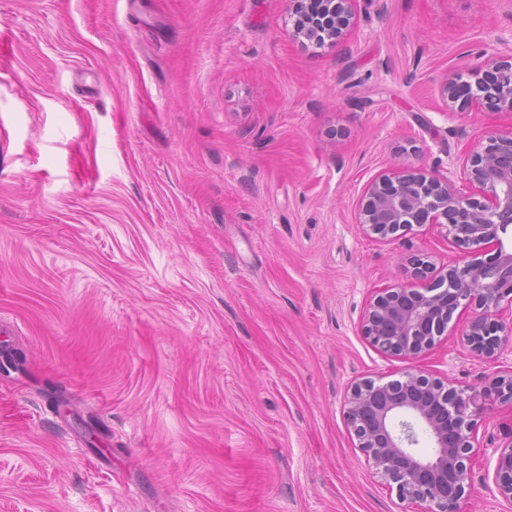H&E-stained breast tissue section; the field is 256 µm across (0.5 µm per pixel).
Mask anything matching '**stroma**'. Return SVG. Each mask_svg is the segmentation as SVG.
<instances>
[{"mask_svg": "<svg viewBox=\"0 0 512 512\" xmlns=\"http://www.w3.org/2000/svg\"><path fill=\"white\" fill-rule=\"evenodd\" d=\"M338 45L289 0H0V512H420L368 464L352 383L408 369L479 387L460 306L409 361L360 331L408 259L367 183L462 166L512 112L448 111L447 78L512 55V0H359ZM465 512L492 493L512 403L475 418ZM106 437L111 451L91 447Z\"/></svg>", "mask_w": 512, "mask_h": 512, "instance_id": "35a3bbf8", "label": "stroma"}]
</instances>
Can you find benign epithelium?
Listing matches in <instances>:
<instances>
[{
  "label": "benign epithelium",
  "mask_w": 512,
  "mask_h": 512,
  "mask_svg": "<svg viewBox=\"0 0 512 512\" xmlns=\"http://www.w3.org/2000/svg\"><path fill=\"white\" fill-rule=\"evenodd\" d=\"M295 33L316 43L341 42L356 18L358 0H290ZM474 88L461 94L460 79L442 86L450 112L477 107L512 112V57L493 58L468 73ZM473 193L458 192L446 176L417 167L384 172L364 188L356 214L363 231L380 240L415 226L435 224L468 250L463 265L438 267L425 254L411 257L417 288L399 284L369 301L361 333L380 352L417 359L436 346L461 302L476 315L465 332L474 356L492 358L512 338V135L492 136L466 161ZM512 402V372L481 388L457 389L421 371L409 370L385 383L364 379L347 397L346 420L375 474L421 512H462L473 490L469 465L476 441L475 416L490 402ZM432 443L426 453L420 435ZM494 487L512 504V440L493 448Z\"/></svg>",
  "instance_id": "obj_1"
}]
</instances>
